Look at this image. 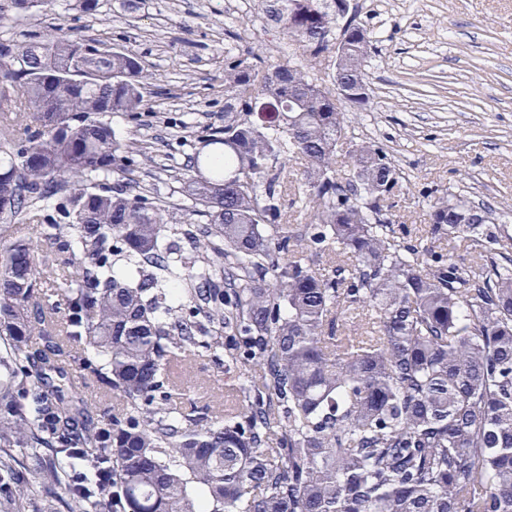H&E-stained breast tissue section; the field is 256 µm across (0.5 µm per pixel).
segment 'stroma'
<instances>
[{
    "label": "stroma",
    "instance_id": "35a3bbf8",
    "mask_svg": "<svg viewBox=\"0 0 512 512\" xmlns=\"http://www.w3.org/2000/svg\"><path fill=\"white\" fill-rule=\"evenodd\" d=\"M273 0H52L25 20L0 19V41L27 35H85L134 52L151 79L147 106L116 117L117 138L138 139L150 156L146 188L176 190L192 154L224 127V57L259 50L265 66L287 62L298 46L268 17ZM373 49L370 98L343 105L349 137L382 147L400 178L393 227L425 237L427 202L464 191L499 212L512 238V0H354ZM237 31L240 41L228 38ZM235 378L208 355L192 360L184 405L223 401Z\"/></svg>",
    "mask_w": 512,
    "mask_h": 512
}]
</instances>
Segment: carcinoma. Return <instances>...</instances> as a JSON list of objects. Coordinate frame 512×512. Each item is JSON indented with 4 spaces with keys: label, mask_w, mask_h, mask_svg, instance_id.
Listing matches in <instances>:
<instances>
[{
    "label": "carcinoma",
    "mask_w": 512,
    "mask_h": 512,
    "mask_svg": "<svg viewBox=\"0 0 512 512\" xmlns=\"http://www.w3.org/2000/svg\"><path fill=\"white\" fill-rule=\"evenodd\" d=\"M270 17L302 59L273 76L255 52L249 70L224 59V130L191 157L178 203L134 191L149 158L112 130L145 106L133 53L0 42V223L44 213L51 249L40 265L28 239L0 241L5 512L37 498L42 512H512V253L495 211L462 193L429 206L430 238L476 253L467 270L397 240L395 167L363 141L337 174L345 116L310 72L332 53L340 83L365 77L367 31L328 0ZM255 99L279 112L260 118ZM287 157L303 162L297 230ZM70 260L56 321L39 288ZM200 350L238 371L222 412L181 406ZM66 356L119 412L89 413Z\"/></svg>",
    "instance_id": "1"
}]
</instances>
